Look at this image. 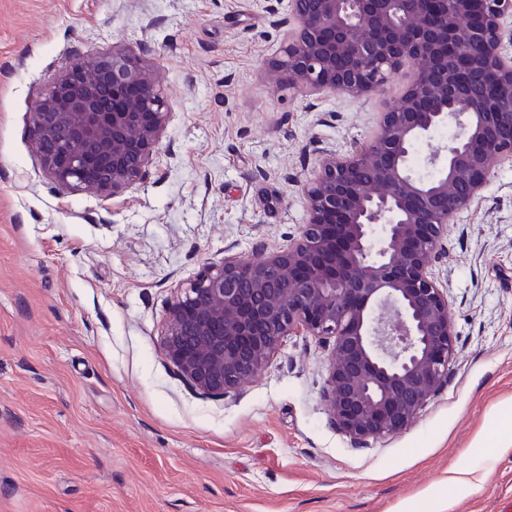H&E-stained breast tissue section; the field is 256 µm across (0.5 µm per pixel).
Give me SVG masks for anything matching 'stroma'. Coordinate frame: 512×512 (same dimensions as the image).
Segmentation results:
<instances>
[{
    "label": "stroma",
    "mask_w": 512,
    "mask_h": 512,
    "mask_svg": "<svg viewBox=\"0 0 512 512\" xmlns=\"http://www.w3.org/2000/svg\"><path fill=\"white\" fill-rule=\"evenodd\" d=\"M288 0H0V512H512V162L432 271L457 354L402 433L357 444L323 401L328 343L284 338L222 397L160 351L203 267L285 247L319 160L377 130L383 92L279 89ZM136 53L169 105L143 178L71 193L31 141L74 53Z\"/></svg>",
    "instance_id": "35a3bbf8"
}]
</instances>
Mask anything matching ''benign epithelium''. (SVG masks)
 <instances>
[{
  "instance_id": "7a95c632",
  "label": "benign epithelium",
  "mask_w": 512,
  "mask_h": 512,
  "mask_svg": "<svg viewBox=\"0 0 512 512\" xmlns=\"http://www.w3.org/2000/svg\"><path fill=\"white\" fill-rule=\"evenodd\" d=\"M295 27L272 63L305 95L365 98L421 61L371 139L329 154L304 184L308 217L288 247L226 255L169 308L163 355L197 389L225 395L301 331L333 339L325 407L356 442L407 429L448 381L455 330L431 259L512 160V0H289ZM168 116L152 70L129 52L75 54L30 112L34 146L58 184L113 197L139 181ZM455 136L412 167L436 128Z\"/></svg>"
}]
</instances>
